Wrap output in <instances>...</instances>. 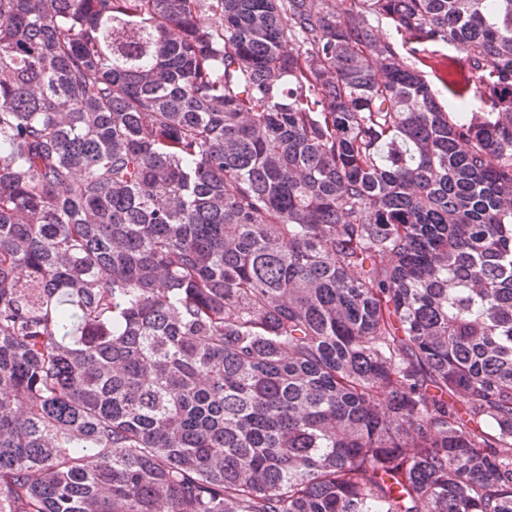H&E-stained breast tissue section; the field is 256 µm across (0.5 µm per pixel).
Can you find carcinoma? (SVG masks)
Listing matches in <instances>:
<instances>
[{
	"instance_id": "cac0c4a2",
	"label": "carcinoma",
	"mask_w": 512,
	"mask_h": 512,
	"mask_svg": "<svg viewBox=\"0 0 512 512\" xmlns=\"http://www.w3.org/2000/svg\"><path fill=\"white\" fill-rule=\"evenodd\" d=\"M0 512H512V0H0ZM434 51L433 54H428L427 58L422 62H416L414 66L422 72L426 80L432 85L435 90H438L440 101L448 112H462L463 110H471L477 107L478 99L473 95L467 96L465 99H447V94L441 89L440 84L434 77L437 69L443 68L444 64L448 62V55H454L453 49L448 46H434L430 48Z\"/></svg>"
}]
</instances>
